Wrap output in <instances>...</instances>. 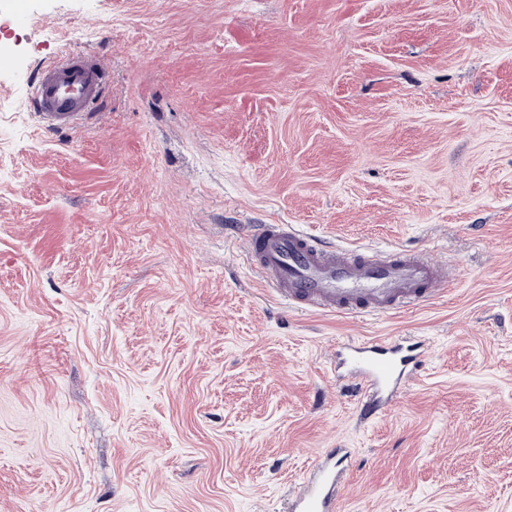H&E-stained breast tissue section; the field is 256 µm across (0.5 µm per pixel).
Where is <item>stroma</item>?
I'll return each instance as SVG.
<instances>
[{
  "mask_svg": "<svg viewBox=\"0 0 512 512\" xmlns=\"http://www.w3.org/2000/svg\"><path fill=\"white\" fill-rule=\"evenodd\" d=\"M0 0V512H512V0ZM109 69L49 131L28 82ZM233 224L455 267L398 315L289 309ZM422 336L358 419L341 338ZM108 81L100 59L68 51L37 69L27 105L41 127L71 130L96 113ZM349 457L346 448H324L292 489L288 511L337 512L350 466Z\"/></svg>",
  "mask_w": 512,
  "mask_h": 512,
  "instance_id": "obj_1",
  "label": "stroma"
}]
</instances>
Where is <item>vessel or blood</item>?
I'll use <instances>...</instances> for the list:
<instances>
[{"mask_svg":"<svg viewBox=\"0 0 512 512\" xmlns=\"http://www.w3.org/2000/svg\"><path fill=\"white\" fill-rule=\"evenodd\" d=\"M108 81L100 59L62 53L37 69L27 105L41 127L71 130L96 113ZM244 249L249 265L281 302L320 314L410 310L443 291L453 277L452 269L418 250L376 257L332 246L293 224L249 225ZM426 357L420 339L376 337L341 343L331 371L355 381L360 415L368 420L399 402ZM349 466L346 449H323L292 489L288 512H338Z\"/></svg>","mask_w":512,"mask_h":512,"instance_id":"1","label":"vessel or blood"}]
</instances>
